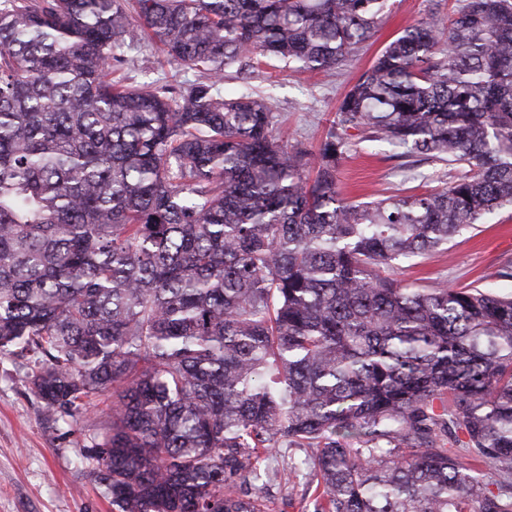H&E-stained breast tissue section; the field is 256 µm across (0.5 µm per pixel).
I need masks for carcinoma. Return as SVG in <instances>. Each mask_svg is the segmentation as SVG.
<instances>
[{
    "label": "carcinoma",
    "instance_id": "1",
    "mask_svg": "<svg viewBox=\"0 0 512 512\" xmlns=\"http://www.w3.org/2000/svg\"><path fill=\"white\" fill-rule=\"evenodd\" d=\"M383 6L0 0V360L56 423L112 391L83 464L119 512H269L302 468L313 512H512V294L381 274L512 203V0L404 29L314 150L214 90L331 70ZM128 38L204 80L112 82ZM351 129L463 171L346 202Z\"/></svg>",
    "mask_w": 512,
    "mask_h": 512
}]
</instances>
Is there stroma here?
Wrapping results in <instances>:
<instances>
[{"instance_id": "35a3bbf8", "label": "stroma", "mask_w": 512, "mask_h": 512, "mask_svg": "<svg viewBox=\"0 0 512 512\" xmlns=\"http://www.w3.org/2000/svg\"><path fill=\"white\" fill-rule=\"evenodd\" d=\"M459 0H388L374 36L360 44L346 62L308 73L265 58L245 72L226 69L221 95L249 94L263 99L276 116L283 140L316 147L351 85L381 50L409 25L429 14L447 20ZM119 74L142 88L168 85L180 89L200 81L199 72L168 62L159 49L141 45L124 52ZM455 168L432 160L398 157L396 149L354 134L341 160L338 190L348 202L406 196L445 187ZM512 205L489 223L456 235L445 249L417 265L399 262L387 277L416 286L443 283L454 288L482 285L494 277L499 291L512 292V278L498 277L512 263ZM34 366L24 360L0 361V512H117L82 464L95 428L53 424L31 391Z\"/></svg>"}]
</instances>
